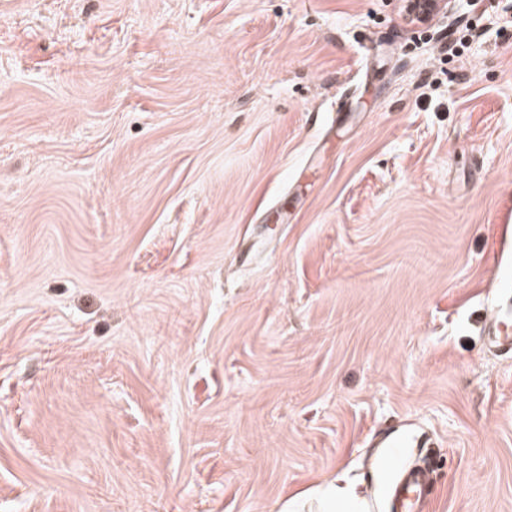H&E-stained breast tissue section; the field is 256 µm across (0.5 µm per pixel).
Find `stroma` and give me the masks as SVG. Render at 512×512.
<instances>
[{
    "label": "stroma",
    "mask_w": 512,
    "mask_h": 512,
    "mask_svg": "<svg viewBox=\"0 0 512 512\" xmlns=\"http://www.w3.org/2000/svg\"><path fill=\"white\" fill-rule=\"evenodd\" d=\"M507 224L512 0H0V512H512ZM512 319V308L511 306H508L506 308H501L497 314V317L495 318L493 322V327L495 328V331L489 332V336L491 339L500 347H503V349L507 353H512V336L511 332L507 331V328L509 325H507V321ZM500 325L505 326L504 329V336H502V332L500 330ZM430 479L422 472L407 469L403 471L394 486L401 512H418L424 503ZM317 499L319 512H360L359 502L363 500L350 485L338 486L333 483L322 488Z\"/></svg>",
    "instance_id": "1"
}]
</instances>
